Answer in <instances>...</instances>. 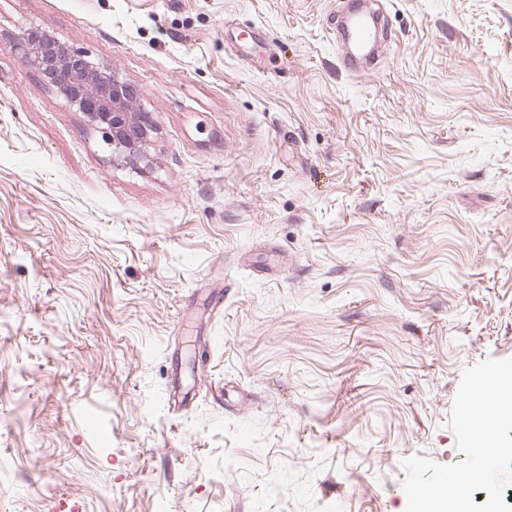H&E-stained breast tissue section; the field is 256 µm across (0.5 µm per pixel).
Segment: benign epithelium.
Wrapping results in <instances>:
<instances>
[{"instance_id":"obj_1","label":"benign epithelium","mask_w":512,"mask_h":512,"mask_svg":"<svg viewBox=\"0 0 512 512\" xmlns=\"http://www.w3.org/2000/svg\"><path fill=\"white\" fill-rule=\"evenodd\" d=\"M10 49L56 87L69 105L86 114L112 144L114 157L132 165L146 158L151 115L134 106L131 86L112 67L67 48L52 35L43 44L22 37Z\"/></svg>"}]
</instances>
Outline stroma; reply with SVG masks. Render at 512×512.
<instances>
[{
	"label": "stroma",
	"instance_id": "obj_1",
	"mask_svg": "<svg viewBox=\"0 0 512 512\" xmlns=\"http://www.w3.org/2000/svg\"><path fill=\"white\" fill-rule=\"evenodd\" d=\"M0 0V512H405L512 358V0ZM140 90L132 167L11 52ZM207 353L192 370L193 346ZM372 24L360 14H355L351 25L343 28L344 35L349 40L347 53L342 59L343 66L348 70H356L359 68V60L364 58V49L369 45L375 37L374 19L371 18Z\"/></svg>",
	"mask_w": 512,
	"mask_h": 512
}]
</instances>
